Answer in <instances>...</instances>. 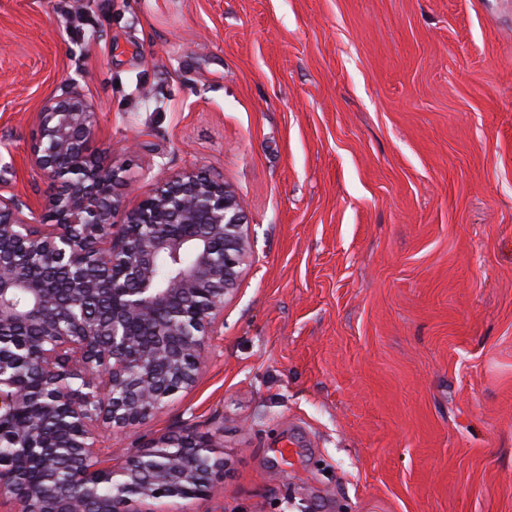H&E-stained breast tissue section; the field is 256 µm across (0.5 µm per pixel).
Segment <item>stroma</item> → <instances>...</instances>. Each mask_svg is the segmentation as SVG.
Listing matches in <instances>:
<instances>
[{
	"label": "stroma",
	"instance_id": "1",
	"mask_svg": "<svg viewBox=\"0 0 512 512\" xmlns=\"http://www.w3.org/2000/svg\"><path fill=\"white\" fill-rule=\"evenodd\" d=\"M149 191L201 168L254 252L193 386L209 497L130 512H512V0H0V191L43 99Z\"/></svg>",
	"mask_w": 512,
	"mask_h": 512
}]
</instances>
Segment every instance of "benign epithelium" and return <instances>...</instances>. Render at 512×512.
<instances>
[{"label": "benign epithelium", "instance_id": "benign-epithelium-1", "mask_svg": "<svg viewBox=\"0 0 512 512\" xmlns=\"http://www.w3.org/2000/svg\"><path fill=\"white\" fill-rule=\"evenodd\" d=\"M29 164L53 184L51 223L16 194L0 193V341L24 332L19 353L0 349V441L23 449L0 465L8 512H127L140 500L213 489L214 438L185 429L120 466L99 459L91 426L146 423L192 386L253 253L232 188L199 169L162 179L119 231V170L90 149L95 113L72 91L42 101ZM171 268L157 278V263ZM28 370L19 369L20 364ZM68 461L81 493L55 482ZM112 498H97L98 477Z\"/></svg>", "mask_w": 512, "mask_h": 512}]
</instances>
